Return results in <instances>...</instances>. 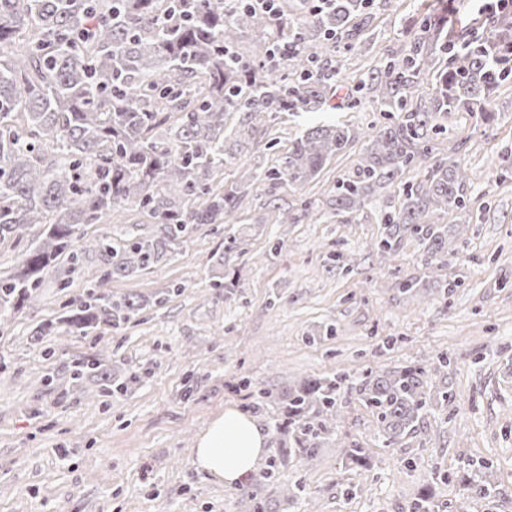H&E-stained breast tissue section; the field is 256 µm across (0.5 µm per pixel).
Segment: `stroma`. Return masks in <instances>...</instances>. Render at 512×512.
I'll return each mask as SVG.
<instances>
[{"label":"stroma","instance_id":"obj_1","mask_svg":"<svg viewBox=\"0 0 512 512\" xmlns=\"http://www.w3.org/2000/svg\"><path fill=\"white\" fill-rule=\"evenodd\" d=\"M366 14L373 48L332 59L351 76L408 50L418 31L413 0H370ZM488 109L490 125L476 113L442 118L433 142L443 155L465 141L471 182L474 219L445 267L429 265L410 236L389 259L373 252L380 212L401 203L399 185L337 223L329 200L356 170L364 140L303 185L261 180L260 169L279 165L318 120L310 112L256 121L248 150L226 162L214 189H247L232 221L198 225L166 263L102 283L144 299L126 324L32 342L38 324L59 321L85 285L101 283V263L87 253L68 288L46 275L38 300L8 314L0 334V512H252L256 500L265 512H407L425 488L435 512H512V288L500 285L512 271V80ZM305 201L311 217L279 223ZM410 279L425 288L401 293ZM441 353L452 364L430 379L434 409L401 443L385 445L374 410L348 389L316 457L292 454L283 403L303 382L427 368ZM96 354L127 382L124 392L72 380L76 363ZM228 405L258 420L271 452L286 453L274 478L264 461L232 487L195 469L199 433ZM351 444L366 448V467H344ZM484 463L497 484L492 503L460 490ZM297 484L304 491L290 498Z\"/></svg>","mask_w":512,"mask_h":512}]
</instances>
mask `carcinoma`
I'll return each instance as SVG.
<instances>
[{
  "instance_id": "carcinoma-1",
  "label": "carcinoma",
  "mask_w": 512,
  "mask_h": 512,
  "mask_svg": "<svg viewBox=\"0 0 512 512\" xmlns=\"http://www.w3.org/2000/svg\"><path fill=\"white\" fill-rule=\"evenodd\" d=\"M366 0H330L306 19L282 21L239 0H0V242L21 240L42 225L21 264L0 275V311L38 297L45 275L79 256L98 253L101 283L159 265L185 246L197 224H223L245 192L219 193L224 173V115L256 118L280 112H317L329 95L346 89V108L366 92L388 123L361 133L345 121L313 123L288 147L280 166L261 170L270 185L314 180L326 161L354 140H366L354 174L336 180V216L365 207L376 192L410 170L421 179L403 185V202L379 218L373 244L382 257L410 235L441 268L455 254L452 239L470 222L467 168L459 147L439 156L429 133L439 119L471 112L512 76L507 50L512 19L484 17L479 28L454 33L434 13L423 14L411 48L351 80L319 65L340 50L368 47ZM258 34L256 55L238 47L239 34ZM348 42L338 44V34ZM286 59L287 71L276 65ZM422 73L434 75L430 93L413 102L409 89ZM156 224L153 234L85 239L84 224H110L126 207ZM139 309L133 295L89 289L68 303L67 332L87 336L100 324L117 326ZM451 364L407 366L366 373L359 393L375 408L378 426L393 445L415 431L429 412V378ZM100 376L101 392L121 393L101 360L77 363L73 379ZM349 375L308 381L288 395L285 414L298 431V456L311 458L332 432L339 394ZM351 465L367 451L341 449ZM491 468L463 484L470 498L494 497Z\"/></svg>"
}]
</instances>
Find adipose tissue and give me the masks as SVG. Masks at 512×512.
I'll list each match as a JSON object with an SVG mask.
<instances>
[{"instance_id":"ef3b65f1","label":"adipose tissue","mask_w":512,"mask_h":512,"mask_svg":"<svg viewBox=\"0 0 512 512\" xmlns=\"http://www.w3.org/2000/svg\"><path fill=\"white\" fill-rule=\"evenodd\" d=\"M268 436L258 423L228 406L198 435L193 463L214 480L231 486L267 455Z\"/></svg>"}]
</instances>
